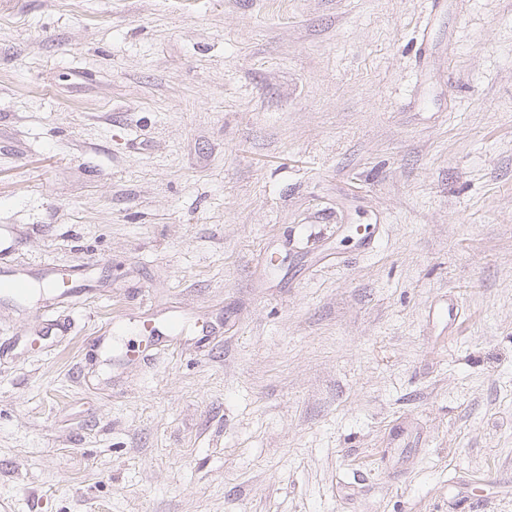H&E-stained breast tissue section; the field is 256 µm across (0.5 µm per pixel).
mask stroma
Listing matches in <instances>:
<instances>
[{
  "label": "stroma",
  "mask_w": 512,
  "mask_h": 512,
  "mask_svg": "<svg viewBox=\"0 0 512 512\" xmlns=\"http://www.w3.org/2000/svg\"><path fill=\"white\" fill-rule=\"evenodd\" d=\"M429 8L0 0V265L95 285L0 295L11 512H512V0ZM47 288H53L58 304H70L91 291L92 285L85 269L50 267L42 277Z\"/></svg>",
  "instance_id": "stroma-1"
}]
</instances>
